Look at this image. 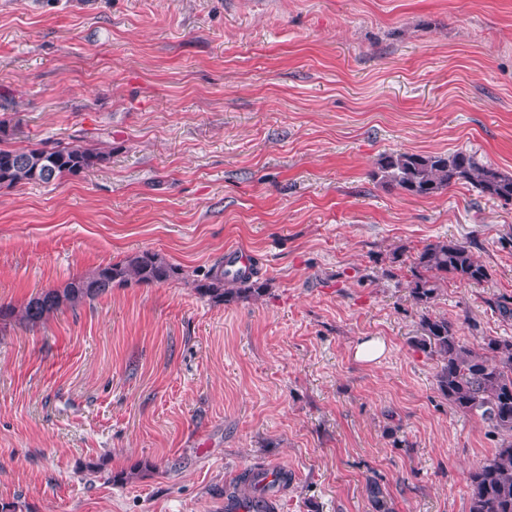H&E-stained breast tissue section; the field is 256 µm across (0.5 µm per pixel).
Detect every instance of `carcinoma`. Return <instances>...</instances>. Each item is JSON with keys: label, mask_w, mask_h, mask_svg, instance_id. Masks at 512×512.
I'll return each mask as SVG.
<instances>
[{"label": "carcinoma", "mask_w": 512, "mask_h": 512, "mask_svg": "<svg viewBox=\"0 0 512 512\" xmlns=\"http://www.w3.org/2000/svg\"><path fill=\"white\" fill-rule=\"evenodd\" d=\"M111 158L110 144L45 142L40 147H0V187L50 184L102 167ZM371 176L414 197L470 185L490 198L512 201V175L462 151L385 154ZM489 277L487 266L454 240L423 246L414 258L409 285V296L423 309L420 335L414 337L413 345L436 359L437 389L448 403L458 412L480 418L501 437L494 453L467 473L469 512H512V337L485 336L478 346H470L460 340L448 318L428 311L439 286L448 280L480 285ZM178 279L179 268L146 250L100 265L59 287L44 288L18 309L1 305L0 321L44 324L64 309L74 310L111 293L114 285H162ZM192 288L215 304L257 299L266 291L265 283L247 276H224L222 267L192 280ZM489 306L502 320L512 321V297H493Z\"/></svg>", "instance_id": "carcinoma-1"}]
</instances>
